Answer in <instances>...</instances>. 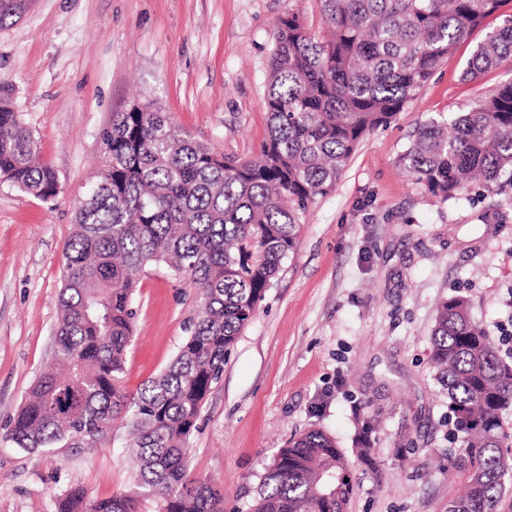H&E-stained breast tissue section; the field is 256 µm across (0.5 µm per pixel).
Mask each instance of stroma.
Returning <instances> with one entry per match:
<instances>
[{"label": "stroma", "mask_w": 512, "mask_h": 512, "mask_svg": "<svg viewBox=\"0 0 512 512\" xmlns=\"http://www.w3.org/2000/svg\"><path fill=\"white\" fill-rule=\"evenodd\" d=\"M290 13L320 30V0H33L0 26V91L60 183L45 202L0 182V512H54L73 486L94 500L133 485L125 428L96 448L30 451L4 438L57 362L64 247L113 113L149 102L224 156L256 157L273 34ZM481 39L460 44L364 137L335 187L309 205L294 252L231 347L189 454L194 476L220 486L224 512H251L260 475L293 438L319 429L352 456L368 421L373 462H353L345 512H448L460 494L430 337L438 306L460 293L501 357L512 356V188L477 186L443 203L399 157L427 121L512 80V60L464 80ZM197 296L165 265L142 275L128 391L172 361Z\"/></svg>", "instance_id": "stroma-1"}]
</instances>
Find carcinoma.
I'll return each instance as SVG.
<instances>
[{
	"label": "carcinoma",
	"instance_id": "cac0c4a2",
	"mask_svg": "<svg viewBox=\"0 0 512 512\" xmlns=\"http://www.w3.org/2000/svg\"><path fill=\"white\" fill-rule=\"evenodd\" d=\"M505 0H322L320 36L295 14L275 27L265 104L269 134L256 160H233L162 112L134 104L103 133L100 172L80 201L65 248L56 331L61 367L42 372L5 438L19 448L95 447L120 423L133 436L135 490L87 502L67 490L55 512H224V497L192 476L189 448L204 400L237 336L295 249L310 203L331 191L369 132L390 122L440 63ZM22 0H0V25ZM512 58V16L485 33L464 77ZM400 162L443 202L474 180L512 187V80L456 118L423 125ZM0 182L40 200L59 192L32 131L0 92ZM163 264L191 280L200 303L169 366L127 391L125 357L141 275ZM431 361L460 433L448 469L467 474L448 512H497L512 476V361L471 315L470 299L439 305ZM351 468L336 441L312 430L279 449L254 512H344Z\"/></svg>",
	"mask_w": 512,
	"mask_h": 512
}]
</instances>
